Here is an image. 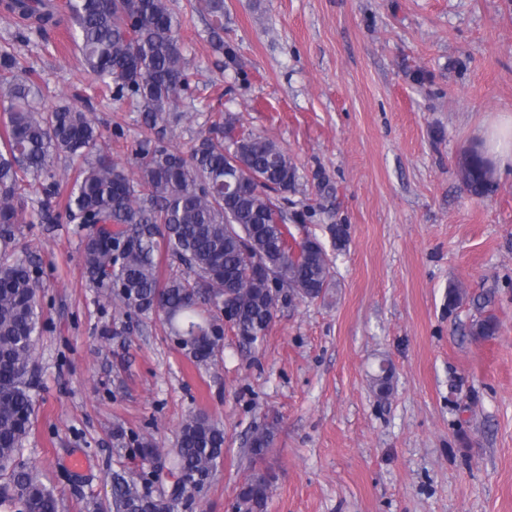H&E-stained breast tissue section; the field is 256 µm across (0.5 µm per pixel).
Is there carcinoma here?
I'll list each match as a JSON object with an SVG mask.
<instances>
[{
  "label": "carcinoma",
  "mask_w": 512,
  "mask_h": 512,
  "mask_svg": "<svg viewBox=\"0 0 512 512\" xmlns=\"http://www.w3.org/2000/svg\"><path fill=\"white\" fill-rule=\"evenodd\" d=\"M12 11L30 22L28 35L43 34L64 12L87 70L110 99L143 115L144 134L132 146L135 170L112 160L92 113L62 100L41 103L35 71L18 55L0 50V250L9 255L24 222L21 192L35 183L46 195L60 182L51 167L64 154L78 162L65 178L64 214L86 230L83 265L95 288L110 291L126 314L160 313L166 334L180 353L198 365L219 356L224 305L234 309L231 328L249 345L263 342L278 311L279 296L255 275V259L275 268L288 301H315L331 288L333 260L312 237L293 257L295 235L285 206L296 191L298 167L276 142L238 129L231 113L211 121L189 151L170 145L168 130L194 113L183 111L192 97L183 56L181 21L168 0H11ZM209 16L216 51L224 46V0H198ZM463 189L484 197L494 171L479 151L462 159ZM231 186L224 189V180ZM183 268L164 277L162 258ZM39 266L32 259L0 261V498L17 512H59L54 490L22 460L34 423L32 358L42 335L37 299ZM499 328L495 316L472 324L484 338ZM274 443L271 426L250 439L254 458ZM224 458V428L202 413L181 423L170 465L187 477L180 490L161 500L138 480L114 476L113 512H179ZM274 476L253 471L237 495V512H267Z\"/></svg>",
  "instance_id": "carcinoma-1"
}]
</instances>
